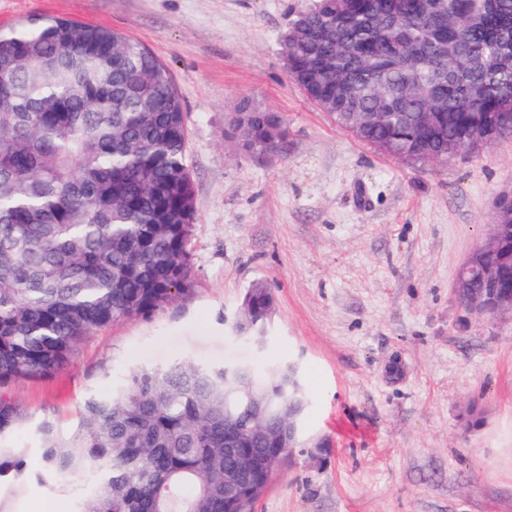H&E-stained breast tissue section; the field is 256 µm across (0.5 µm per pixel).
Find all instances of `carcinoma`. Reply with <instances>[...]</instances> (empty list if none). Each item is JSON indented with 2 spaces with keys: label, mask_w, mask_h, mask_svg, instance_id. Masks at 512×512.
<instances>
[{
  "label": "carcinoma",
  "mask_w": 512,
  "mask_h": 512,
  "mask_svg": "<svg viewBox=\"0 0 512 512\" xmlns=\"http://www.w3.org/2000/svg\"><path fill=\"white\" fill-rule=\"evenodd\" d=\"M400 5L315 0L297 14L281 55L308 99L340 125L344 112L391 113L352 133L391 156L425 137L408 161H447L475 120L489 140L512 135V0ZM418 112L439 113L426 134ZM230 126L254 156L288 136L283 117L249 102ZM187 143L169 68L130 36L59 17L0 32V480L25 479L27 449L8 441L23 420L13 383L49 378L87 337L192 294ZM272 301L263 284L243 298L253 314ZM283 364H247V377L271 388ZM41 434L49 474L97 475L81 512H238L256 490L239 464L279 454L224 447V368L186 360L88 399L69 436L50 421Z\"/></svg>",
  "instance_id": "cac0c4a2"
}]
</instances>
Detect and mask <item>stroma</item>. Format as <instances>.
<instances>
[{
    "label": "stroma",
    "instance_id": "1",
    "mask_svg": "<svg viewBox=\"0 0 512 512\" xmlns=\"http://www.w3.org/2000/svg\"><path fill=\"white\" fill-rule=\"evenodd\" d=\"M309 2L0 0V30L64 17L123 32L168 66L188 113L196 210L188 298L110 324L53 377L11 387L28 477L0 484V512H80L44 468L39 427L70 434L85 400L138 367L261 364L224 328L257 283L274 297L269 352L299 360L304 433L327 449H293L255 512H512V322L477 318L454 295L512 197V136L444 164L361 142L280 56ZM247 99L286 120L280 152L250 156L228 137Z\"/></svg>",
    "mask_w": 512,
    "mask_h": 512
}]
</instances>
